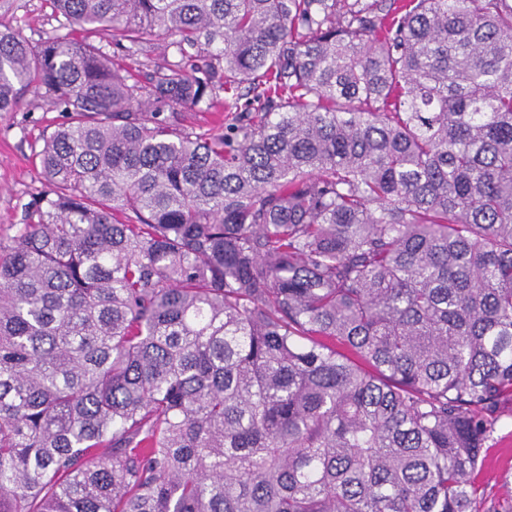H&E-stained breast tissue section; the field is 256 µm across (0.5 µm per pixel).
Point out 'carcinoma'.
Here are the masks:
<instances>
[{"instance_id": "obj_1", "label": "carcinoma", "mask_w": 512, "mask_h": 512, "mask_svg": "<svg viewBox=\"0 0 512 512\" xmlns=\"http://www.w3.org/2000/svg\"><path fill=\"white\" fill-rule=\"evenodd\" d=\"M47 2L0 24V112L68 116L0 244V512H481L512 0ZM1 21L20 28L33 44L57 25L45 0H0ZM221 118H224V112H222L220 103L216 104V106L209 111H187L183 112L182 115L183 124L197 131L202 128H208Z\"/></svg>"}]
</instances>
